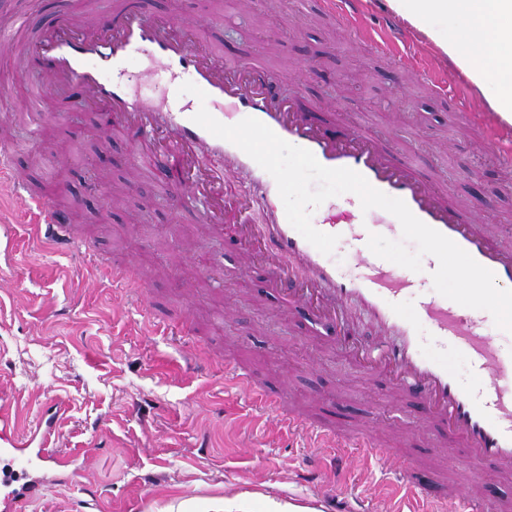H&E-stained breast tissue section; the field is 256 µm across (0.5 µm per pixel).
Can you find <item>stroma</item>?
Here are the masks:
<instances>
[{
  "label": "stroma",
  "mask_w": 512,
  "mask_h": 512,
  "mask_svg": "<svg viewBox=\"0 0 512 512\" xmlns=\"http://www.w3.org/2000/svg\"><path fill=\"white\" fill-rule=\"evenodd\" d=\"M31 26L50 25L60 8L96 22L108 0H0ZM162 19L209 15L206 43L225 63L261 59L285 97L329 124H357L379 142L411 153L419 174L458 203L482 205L483 224L512 235V169H505L449 102L402 77L370 50L351 47L318 10L317 0H151ZM314 76L293 81L297 63ZM0 57V106L13 142L10 166L45 172L56 209L77 206L82 248L61 250L32 230L33 215L0 185V410L31 430L58 405V453L80 462L69 481L47 484L27 512H163L185 499L260 492L277 500L348 512L361 496L374 512L418 503L393 479L389 451L414 453L431 477L448 446L420 437L412 400L391 402L364 379L355 360L336 352V322L315 326L305 310L284 306L264 287L265 267L234 268L236 249L205 237L195 208L173 220L164 196L174 182L152 167L134 171L121 134L103 138L95 113L54 99L34 101L29 74ZM104 180L109 198L85 193ZM225 181L226 219L266 227L274 216L246 190ZM133 261L136 280L116 285L112 265ZM249 368L264 387L287 383L295 405L345 431L364 424L381 434L365 455L322 446L261 411L250 390L226 381V364ZM345 459L337 470V459ZM335 494L322 496L325 481Z\"/></svg>",
  "instance_id": "stroma-1"
}]
</instances>
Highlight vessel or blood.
Instances as JSON below:
<instances>
[{"label": "vessel or blood", "mask_w": 512, "mask_h": 512, "mask_svg": "<svg viewBox=\"0 0 512 512\" xmlns=\"http://www.w3.org/2000/svg\"><path fill=\"white\" fill-rule=\"evenodd\" d=\"M362 4L363 0H322L325 13L348 41L369 45L389 56L399 69L414 70L437 95L454 99L461 117L482 126L490 142L502 146L501 160L511 162L512 152L504 145L512 141V124L476 111L467 88L447 79L434 66L413 67L399 48L411 35L398 16L384 13L386 36L381 41L374 39L360 23ZM207 25V18L200 16L182 29H174L170 21L153 15L149 0H118L106 26L90 24L80 12L67 10L41 34L30 62L39 75L38 88L55 98L65 101L71 90H81V105L99 113L103 134L117 128L134 144L131 163H138L150 144L164 143L161 161L181 171L176 190L168 198L170 209L177 216L188 205H197L203 232L223 236V182L247 175L252 189L275 213L276 222L269 233L260 236L236 230L239 271H246L254 260H263L268 266L267 288L280 294L284 302L319 318L338 316L344 304L359 300L382 345L377 354L363 351L358 364L362 375L384 381L392 399L413 398L421 424L436 430L440 442L462 444L463 455L473 463L488 465L493 475L511 477L512 354H504L487 336L488 312L461 306L436 292L415 305H406L405 295L421 282V274L373 257L368 247L370 234L400 235V223L378 208L362 211L357 196L351 193L334 197L331 203L360 213L359 223L313 222L317 230L351 242L352 258L362 271L353 277L343 275L329 256L289 223L273 177L239 147L196 124L193 117L204 108L226 125L255 118L283 140L310 150L323 166L360 173L374 188L403 200L418 219L491 270L503 289H512V244H503L496 230L481 224L477 204L459 206L420 178L412 156L394 158L356 126L331 133L287 104L285 97L275 92V73L258 59L226 64L223 55L201 39ZM133 64L140 79L149 78L157 66L192 82L206 93L205 103L175 110L164 99L150 105L141 102L124 84L112 79L114 70ZM206 151L218 157L222 167L202 185L194 158ZM37 209L38 233L76 243L69 224L53 207L41 202ZM422 323L470 361L479 383L460 384L448 355L428 352L420 345L418 326ZM259 402L276 407L278 417L287 421L291 431L309 430L329 441L337 435L336 430L307 415L277 407L267 394H260ZM51 435V422L46 419L34 430L15 436L9 415L0 413V454L28 477L21 488L0 495V512H26L31 493L54 480L49 466L58 457L50 447ZM398 476L406 489L432 504V512H483L477 479L454 480L446 492L438 494L407 458L402 460Z\"/></svg>", "instance_id": "1"}]
</instances>
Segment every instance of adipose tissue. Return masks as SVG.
Segmentation results:
<instances>
[{
	"instance_id": "adipose-tissue-1",
	"label": "adipose tissue",
	"mask_w": 512,
	"mask_h": 512,
	"mask_svg": "<svg viewBox=\"0 0 512 512\" xmlns=\"http://www.w3.org/2000/svg\"><path fill=\"white\" fill-rule=\"evenodd\" d=\"M501 116L512 120V0H388ZM205 512H307L258 494L206 500Z\"/></svg>"
}]
</instances>
